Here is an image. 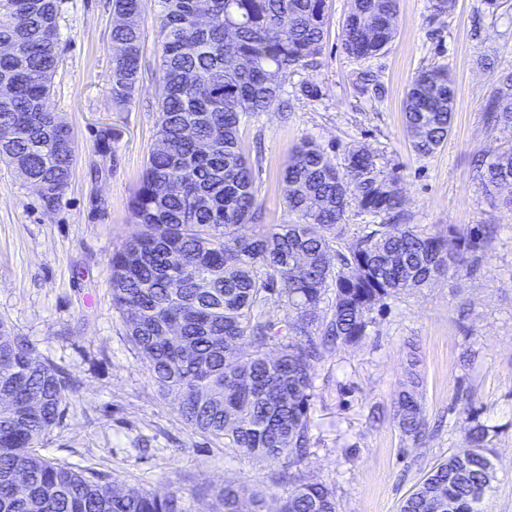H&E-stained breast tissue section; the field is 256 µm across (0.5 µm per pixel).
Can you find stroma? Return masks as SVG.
<instances>
[{"instance_id":"obj_1","label":"stroma","mask_w":512,"mask_h":512,"mask_svg":"<svg viewBox=\"0 0 512 512\" xmlns=\"http://www.w3.org/2000/svg\"><path fill=\"white\" fill-rule=\"evenodd\" d=\"M353 0H331L317 70L286 81L287 114L244 120L241 148L254 169L268 224L288 220L281 172L305 139L336 164L366 147L396 175L409 224L428 235L490 224L495 233L473 273L374 306L364 339L315 363L310 401L312 447L302 473L333 488L339 512H398L430 466L467 448L482 424L496 479L482 512H512V186L487 199L477 166L512 144V129L486 121L498 77L512 70V0L487 11L456 0L433 17L431 0H399L397 33L384 52L358 63L344 51L343 18ZM59 62L48 106L76 140L71 181L46 209L35 190L0 163V321L26 336L40 356L73 381L72 405L44 444L46 455L106 474L110 483L181 491L192 512H210L198 489L262 485L285 496L279 463L255 459L193 431L161 396L112 308L108 261L133 230L130 199L151 150L161 93L159 0H145L139 81L132 103L115 106L112 0H58ZM447 66L457 88L452 129L431 157L407 138L405 94L421 69ZM371 70L379 92L360 89ZM319 93L302 94L303 83ZM417 372L430 432L418 446L401 431L394 403Z\"/></svg>"}]
</instances>
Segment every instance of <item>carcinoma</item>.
I'll return each mask as SVG.
<instances>
[{
  "label": "carcinoma",
  "instance_id": "1",
  "mask_svg": "<svg viewBox=\"0 0 512 512\" xmlns=\"http://www.w3.org/2000/svg\"><path fill=\"white\" fill-rule=\"evenodd\" d=\"M162 94L154 147L130 208L140 229L109 263L112 307L162 395L186 425L226 448L281 463L290 486L281 512H337L332 488L303 479L298 467L310 443L309 406L315 362L366 336L369 313L383 298L420 288L433 276L472 271L493 228L467 235L426 236L402 223L397 177L382 174L372 153L346 152L338 167L324 148L305 140L282 174L289 220L262 223L253 166L240 147L244 116L283 111L281 89L291 74L320 65L328 0H161ZM143 0H112L113 13L139 15ZM398 0H354L342 22L344 51L356 61L380 53L395 37ZM57 0H0V42L20 46L0 55V123L19 126L0 144V161L27 181H50L56 207L74 159L59 151L48 101L58 63ZM112 102L131 103L142 37L139 25L113 28ZM455 90L444 66L421 71L406 95L405 126L426 158L448 139ZM494 128L512 127V72L487 100ZM489 194L512 184V148L481 173ZM381 218L346 239L349 208ZM242 224L257 227L251 237ZM333 290L329 312L320 304ZM296 319L285 328L264 317L269 301ZM179 316L182 351L162 324ZM279 344L275 357L265 348ZM249 345L241 356L237 344ZM0 512H192L177 491L160 496L137 486L116 488L93 468L42 453V442L70 407L69 375L0 322ZM402 432L425 433L416 385L397 394ZM475 452L451 454L433 467L400 512H480L495 474L489 430L469 428ZM215 512H263L264 491L228 483L203 488Z\"/></svg>",
  "mask_w": 512,
  "mask_h": 512
}]
</instances>
